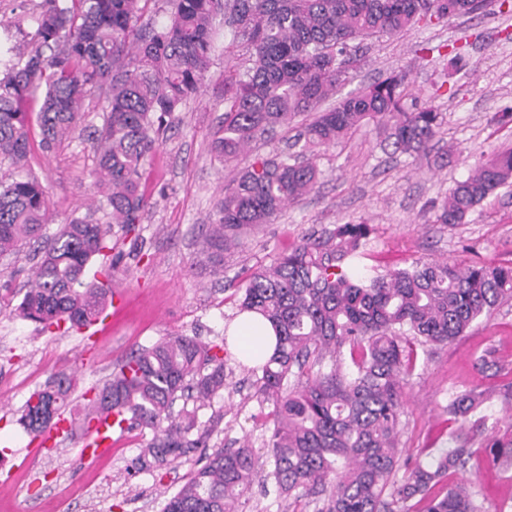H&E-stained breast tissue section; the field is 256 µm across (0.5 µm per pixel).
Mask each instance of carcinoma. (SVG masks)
Masks as SVG:
<instances>
[{"label":"carcinoma","mask_w":512,"mask_h":512,"mask_svg":"<svg viewBox=\"0 0 512 512\" xmlns=\"http://www.w3.org/2000/svg\"><path fill=\"white\" fill-rule=\"evenodd\" d=\"M158 0H43L35 31L0 29V256L25 246L41 255L18 315L54 333L61 323L79 331L106 309L111 269L89 278L88 266L107 257L117 232L127 236L151 201L142 162L159 136L200 90L219 30L230 39L224 68V124L214 148L231 165L252 142L273 141L298 115L315 117L297 135L301 150L256 157L238 171L216 205L207 244L212 263L239 244L242 229L270 224L288 205L314 192L317 152L361 125H381L393 152L422 157L443 123L432 106L408 109L406 74L393 73L340 98L326 110L361 62L363 41L417 25L478 13L488 0H165L169 21H144ZM104 94L103 123L92 132L95 185L104 221L71 217L48 237L45 189L27 168L29 104H39V146L72 137L84 100ZM512 182V151L498 153L457 182L438 208L437 222L464 223L497 189ZM119 231H114V228ZM372 228L338 224L306 237L272 266L246 271L239 311L268 321L272 355L252 368L254 396L273 405L263 453L249 445L203 453L204 464L167 502L164 512H238L251 491L257 463L279 494L296 501L324 496L320 512L494 511L474 488L456 483L431 495L448 471L512 469V416L488 413L497 399L512 406V381L495 392L454 391L445 411L459 424L452 447L427 461H401L404 385L417 367V347L447 344L482 315L512 300V264L418 261L410 269L363 272ZM489 377L505 365L492 347L475 355ZM73 378L61 372L31 394L21 423L34 437L63 416ZM224 346L194 336L165 337L130 354L102 387H93L81 422L112 412L128 429L152 432L134 462L149 472L192 450L208 448L209 430L196 410L173 413L186 396L199 402L224 395ZM404 466L400 482L392 474Z\"/></svg>","instance_id":"obj_1"}]
</instances>
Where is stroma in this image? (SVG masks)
Returning <instances> with one entry per match:
<instances>
[{
	"mask_svg": "<svg viewBox=\"0 0 512 512\" xmlns=\"http://www.w3.org/2000/svg\"><path fill=\"white\" fill-rule=\"evenodd\" d=\"M457 54L465 60L459 71L448 63ZM226 63L223 47H216L199 93L143 163V182L156 205L144 213L136 233L120 237L111 252V288L122 301L107 306L103 321L84 333L41 332L15 313L34 265L31 255L23 251L0 260V512H163L198 468V452L134 475L130 469L149 433L125 431L110 454L83 461L82 431L54 451H38L19 418L33 388L61 371L77 374L65 407L77 413L86 390L108 380L127 355L170 335L224 346L232 391L197 407L200 422L210 429V447L236 448L245 441L261 447L272 426V407L254 397L253 376L239 367L226 331L237 318L244 270L273 264L303 237L349 221L366 222L373 232L357 264L371 270L405 268L419 260L512 262V186L486 199L463 224L435 221L457 181L497 151L512 148V123L498 121L512 109V0L494 10L369 39L364 62L340 96L405 72L418 104L432 105L444 116L428 155L416 159L392 152L380 128L361 126L318 154L315 192L289 205L273 223L245 228L217 273L207 259L205 228L233 175L213 148L224 118ZM101 106L98 98L87 100L71 140L50 151L31 147L29 168L45 187L54 216L47 234L57 231L60 220L87 213L99 199L87 130L101 124ZM488 346L512 364V301L464 336L420 355L405 388L403 457L425 460L450 447L456 424L444 412L448 396L492 385L473 365L475 354ZM239 512H317V505L279 497L272 481L260 476Z\"/></svg>",
	"mask_w": 512,
	"mask_h": 512,
	"instance_id": "1",
	"label": "stroma"
}]
</instances>
